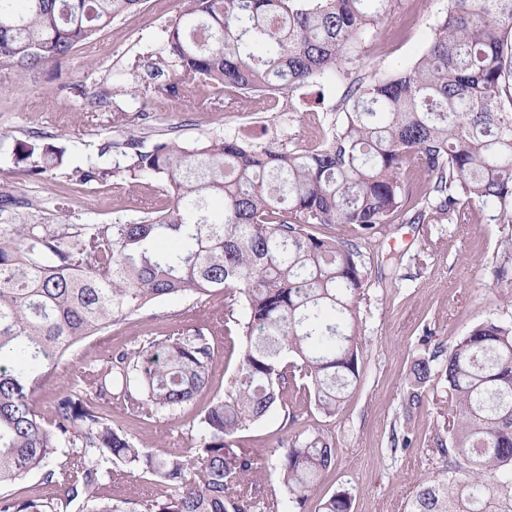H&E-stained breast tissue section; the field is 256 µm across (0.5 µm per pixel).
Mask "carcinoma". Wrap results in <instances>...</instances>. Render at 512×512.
Wrapping results in <instances>:
<instances>
[{"instance_id":"1","label":"carcinoma","mask_w":512,"mask_h":512,"mask_svg":"<svg viewBox=\"0 0 512 512\" xmlns=\"http://www.w3.org/2000/svg\"><path fill=\"white\" fill-rule=\"evenodd\" d=\"M143 0H0V67L28 69L67 57ZM156 72L175 81L143 89L173 96L197 82L233 95L279 96L332 72L344 86L322 137L292 148L255 147L234 135L163 142L136 152L133 174L157 178L169 205L136 222L0 225V486L65 462L45 481L56 494L0 493V512H284L303 505L336 459L320 430L291 435L276 459L284 494L253 487L251 457L229 438L282 404L285 389L313 390L333 416L359 378L358 299L379 227L461 221L491 207L512 224V0H449L409 68L359 73L360 53L395 0H182ZM134 87L132 95L141 90ZM28 171L63 166L51 146L16 142ZM423 177L417 191L407 175ZM496 279L512 285V239L500 242ZM224 293L242 349L225 394L200 413L198 448L162 456L112 422L172 412L209 386L208 336L152 340L82 372L49 416L33 392L65 353L153 301ZM438 380L448 389L442 471L422 482L407 512H512V321L488 318L410 370L409 404ZM155 478L157 496L130 506L98 495V461ZM321 512H351L339 491Z\"/></svg>"}]
</instances>
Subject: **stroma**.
Returning <instances> with one entry per match:
<instances>
[{
  "label": "stroma",
  "instance_id": "35a3bbf8",
  "mask_svg": "<svg viewBox=\"0 0 512 512\" xmlns=\"http://www.w3.org/2000/svg\"><path fill=\"white\" fill-rule=\"evenodd\" d=\"M448 0H397L379 24L361 60L364 73H397L410 67L425 48L437 16ZM182 9L181 0H144L96 36L100 51L81 45L59 64L19 71L0 68V188L15 201L0 213V224H111L133 222L167 197L160 181L131 177L137 157L127 149L136 138L141 150L177 140L194 143L237 135L262 146L286 138L298 143L321 133L317 116L333 113L343 88L328 73L294 92L292 98L240 100L226 109L224 95L201 86L170 98L141 99L131 87L152 81V53ZM19 141L51 144L62 150L61 170L29 175L19 160ZM96 163L100 177L82 172ZM67 210H59V200ZM512 225L497 223L491 208L473 209L464 224H389L375 237L379 264L373 285L360 297V376L334 416L318 412L302 392H287L285 409L233 436V445L251 455L258 487L280 488L275 450L293 433L320 429L337 448L336 465L300 512H318L322 497L339 490L352 495V512H403L419 484L441 472L436 440L445 436L448 405L441 393L424 391L416 412L406 409L414 361L449 345L486 317L512 320L503 305L505 284L492 262ZM224 296L167 298L144 306L108 330L75 345L32 402L50 415L63 389L81 368L108 364L120 350H132L174 333L202 331L214 350L208 392L184 409L132 420L120 405L112 419L131 428L144 445L181 454L198 440L201 409L212 394L224 393L240 355L239 340L225 331ZM98 492L106 497L143 500L157 486L138 471L103 460Z\"/></svg>",
  "mask_w": 512,
  "mask_h": 512
}]
</instances>
